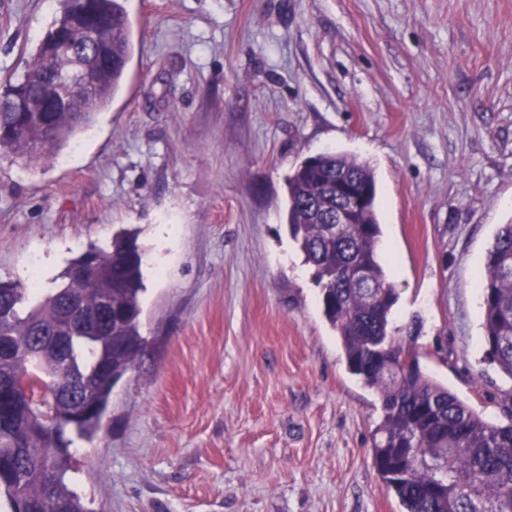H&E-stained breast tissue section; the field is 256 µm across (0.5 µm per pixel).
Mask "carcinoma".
<instances>
[{
  "mask_svg": "<svg viewBox=\"0 0 512 512\" xmlns=\"http://www.w3.org/2000/svg\"><path fill=\"white\" fill-rule=\"evenodd\" d=\"M62 10L16 82H0V152L38 164L54 155L118 92L132 52L123 0H88L98 21L86 53L106 63L93 87L64 108L45 111L57 71L74 58L56 52L77 20L80 0ZM24 97L39 106L18 112ZM377 192L366 162L325 152L304 158L286 178L288 226L313 269L323 315L350 372L379 395L373 463L405 512H512V422L485 420L419 367V324L395 336L398 294L379 260L377 198L352 224H333L336 178ZM144 252L130 231L74 259L57 288L0 281V385L29 380L40 395L0 391V494L12 512H91L73 487L71 445L100 429L116 385L146 351L141 335ZM485 358L512 378V222L502 225L481 274ZM414 364L403 371L402 357Z\"/></svg>",
  "mask_w": 512,
  "mask_h": 512,
  "instance_id": "cac0c4a2",
  "label": "carcinoma"
}]
</instances>
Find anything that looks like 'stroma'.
Here are the masks:
<instances>
[{
    "instance_id": "stroma-1",
    "label": "stroma",
    "mask_w": 512,
    "mask_h": 512,
    "mask_svg": "<svg viewBox=\"0 0 512 512\" xmlns=\"http://www.w3.org/2000/svg\"><path fill=\"white\" fill-rule=\"evenodd\" d=\"M125 86L52 160L0 155V281L114 232L145 252L149 349L71 447L92 512H403L372 461L375 392L348 367L286 224L284 177L342 152L377 181L383 263L422 368L486 420L475 275L512 222V0H126ZM59 0H0V81ZM172 234L160 240L158 225Z\"/></svg>"
}]
</instances>
